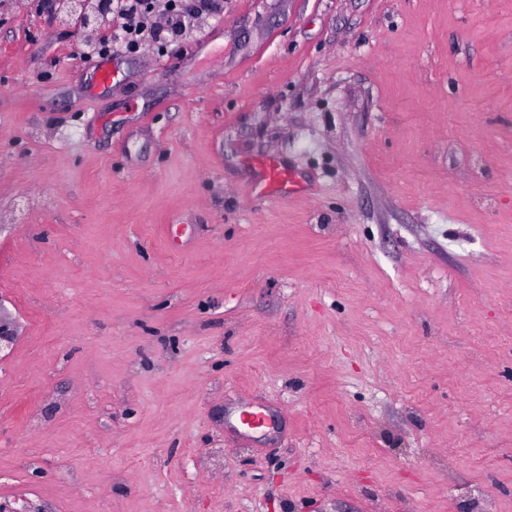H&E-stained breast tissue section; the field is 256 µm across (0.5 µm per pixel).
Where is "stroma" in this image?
<instances>
[{
  "label": "stroma",
  "mask_w": 512,
  "mask_h": 512,
  "mask_svg": "<svg viewBox=\"0 0 512 512\" xmlns=\"http://www.w3.org/2000/svg\"><path fill=\"white\" fill-rule=\"evenodd\" d=\"M51 4L0 0V503L512 512V0H224L105 58ZM262 179L253 185L252 191L270 194L274 197L290 196L301 192L302 186L295 174L283 167L277 160H265L261 163Z\"/></svg>",
  "instance_id": "stroma-1"
}]
</instances>
